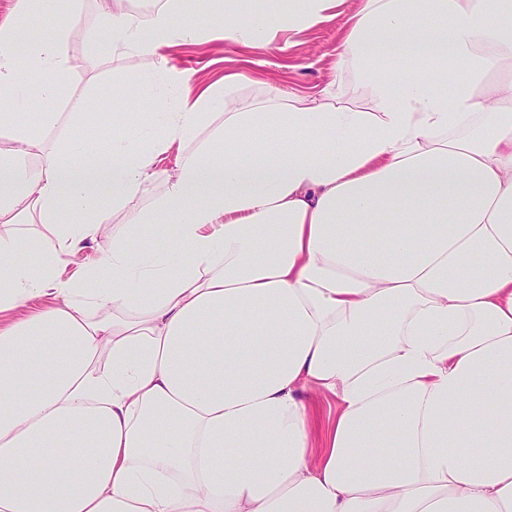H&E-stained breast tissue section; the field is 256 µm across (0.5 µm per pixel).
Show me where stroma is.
<instances>
[{
    "mask_svg": "<svg viewBox=\"0 0 512 512\" xmlns=\"http://www.w3.org/2000/svg\"><path fill=\"white\" fill-rule=\"evenodd\" d=\"M357 5L358 0H339L330 10V19L292 30L288 0H273L257 6L250 17L254 26L271 29V41L250 45L219 38L220 19L203 12L197 21L212 31V39L176 44L167 59L169 64L194 70L191 88L195 91L224 76L239 75L231 96L240 109L259 108L279 96L316 98L327 92L344 104L363 108L369 104L367 90L351 68L337 64L348 20ZM66 23L76 30L65 46L70 63L66 91L55 107L59 114L56 126L42 132L46 141L54 143L92 133L104 124H123L126 110L114 105L113 91L133 89L145 66L135 53L115 54L106 40L88 39V32L101 26L97 0H56L52 13L31 19L29 34L36 40L47 39Z\"/></svg>",
    "mask_w": 512,
    "mask_h": 512,
    "instance_id": "stroma-1",
    "label": "stroma"
}]
</instances>
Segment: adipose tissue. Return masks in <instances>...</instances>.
Returning <instances> with one entry per match:
<instances>
[{"label": "adipose tissue", "mask_w": 512, "mask_h": 512, "mask_svg": "<svg viewBox=\"0 0 512 512\" xmlns=\"http://www.w3.org/2000/svg\"><path fill=\"white\" fill-rule=\"evenodd\" d=\"M97 3L149 63L103 156L0 113V313L57 298L0 328V512H512V0H360L369 108H225L148 206L223 86L154 65L200 0ZM255 6L224 0L225 41L268 39ZM70 35L0 23V98L58 99ZM308 391L340 402L317 458Z\"/></svg>", "instance_id": "ef3b65f1"}]
</instances>
